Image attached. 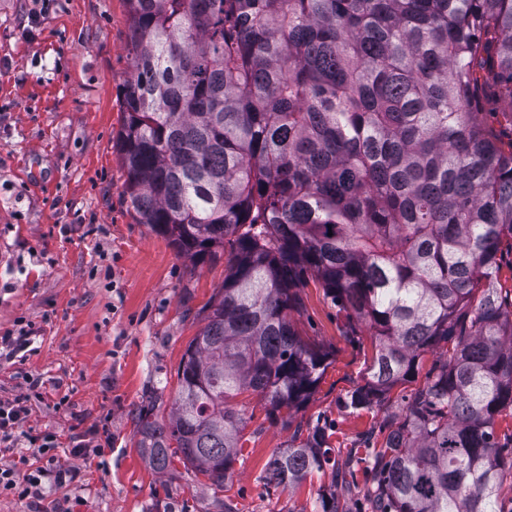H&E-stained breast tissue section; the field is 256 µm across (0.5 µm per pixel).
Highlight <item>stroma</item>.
Wrapping results in <instances>:
<instances>
[{"instance_id":"35a3bbf8","label":"stroma","mask_w":512,"mask_h":512,"mask_svg":"<svg viewBox=\"0 0 512 512\" xmlns=\"http://www.w3.org/2000/svg\"><path fill=\"white\" fill-rule=\"evenodd\" d=\"M127 43L125 0H0V336L24 324L36 334L32 351L0 358V399L27 395V429L54 433L73 472L62 485L44 475L34 501L0 494V512H218L223 503L317 512L329 476L264 490L265 465L290 433L258 395L234 401L247 441L222 491L180 463L157 473L136 448L134 414L151 389L162 388L158 419H169L181 357L229 258H180L128 209L115 148ZM299 293L294 327L332 363L297 419L326 425L344 469L383 419L343 404L364 383L372 338L345 336L314 276ZM31 378L38 387H28ZM77 445L85 455H71Z\"/></svg>"}]
</instances>
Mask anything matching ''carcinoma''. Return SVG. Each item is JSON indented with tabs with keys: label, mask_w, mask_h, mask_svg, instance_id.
<instances>
[{
	"label": "carcinoma",
	"mask_w": 512,
	"mask_h": 512,
	"mask_svg": "<svg viewBox=\"0 0 512 512\" xmlns=\"http://www.w3.org/2000/svg\"><path fill=\"white\" fill-rule=\"evenodd\" d=\"M130 72L116 148L141 224L198 263L230 244L224 287L178 368L169 421L135 416L136 447L224 489L261 396L294 427L271 490L330 473L321 512H347L326 427L293 425L329 365L291 315L315 276L374 352L356 413L389 406L364 463L370 512H505L512 436V0H126Z\"/></svg>",
	"instance_id": "obj_1"
}]
</instances>
